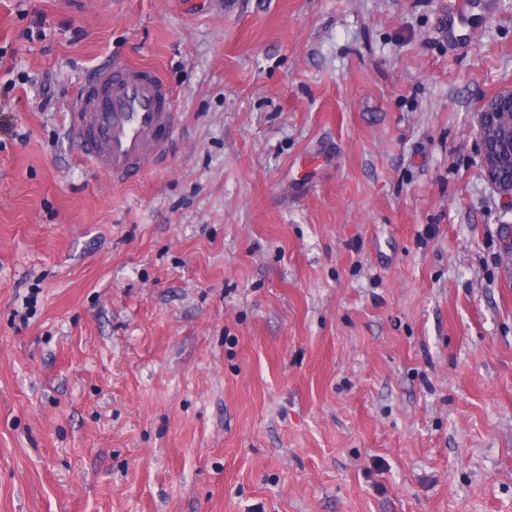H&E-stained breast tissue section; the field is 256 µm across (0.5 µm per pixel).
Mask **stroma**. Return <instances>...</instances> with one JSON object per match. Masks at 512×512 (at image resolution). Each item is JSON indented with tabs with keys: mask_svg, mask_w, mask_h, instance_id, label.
<instances>
[{
	"mask_svg": "<svg viewBox=\"0 0 512 512\" xmlns=\"http://www.w3.org/2000/svg\"><path fill=\"white\" fill-rule=\"evenodd\" d=\"M0 0V512H512V0ZM158 69L124 184L80 81ZM476 0H458L455 2V7L452 12L448 14V18L445 21V25L448 28V37L454 39L457 42H466L469 36L467 34H460V27L464 21L469 17L471 11L474 9ZM174 98L154 68L101 64L70 105V131L94 171L122 184L145 174L175 132ZM500 97L501 94L489 100L482 110L477 113L476 134L480 140L484 178L493 191L503 200H506L508 206L512 209V184H503L497 176L501 167L507 165L509 161L512 163V154L509 157L504 152L490 150L486 144L489 132L492 134L498 132L501 135L504 131H507L505 114L512 116V108L511 112H507V105L501 101Z\"/></svg>",
	"mask_w": 512,
	"mask_h": 512,
	"instance_id": "obj_1",
	"label": "stroma"
}]
</instances>
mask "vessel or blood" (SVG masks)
<instances>
[{"label": "vessel or blood", "instance_id": "b4317fda", "mask_svg": "<svg viewBox=\"0 0 512 512\" xmlns=\"http://www.w3.org/2000/svg\"><path fill=\"white\" fill-rule=\"evenodd\" d=\"M474 0H456L445 24L459 39ZM174 98L154 68L122 61L101 64L70 105V131L94 171L122 184L152 169L175 132Z\"/></svg>", "mask_w": 512, "mask_h": 512}]
</instances>
